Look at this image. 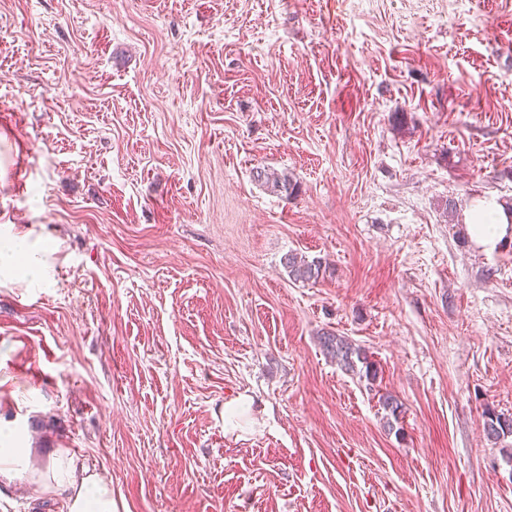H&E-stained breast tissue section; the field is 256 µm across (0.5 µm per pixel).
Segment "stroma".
<instances>
[{"instance_id": "obj_1", "label": "stroma", "mask_w": 512, "mask_h": 512, "mask_svg": "<svg viewBox=\"0 0 512 512\" xmlns=\"http://www.w3.org/2000/svg\"><path fill=\"white\" fill-rule=\"evenodd\" d=\"M484 200L512 205V0H0V234L54 248L0 277V512H66L58 450L116 512H512ZM284 265L288 268L289 276L294 280L302 282H319L326 275L327 267L322 261L313 259L306 260L305 257L298 256L296 253H290L284 258ZM323 350L326 351L336 362L344 368L345 371L358 374L359 377H365L367 380H375L377 378V368L375 364L369 361L365 352L360 348H356L344 336H335L327 333L320 338ZM358 363L362 367L358 369ZM362 368H364V373ZM484 431L490 440L497 441L509 435L512 436V416L485 413Z\"/></svg>"}]
</instances>
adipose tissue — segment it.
<instances>
[{
	"instance_id": "ef3b65f1",
	"label": "adipose tissue",
	"mask_w": 512,
	"mask_h": 512,
	"mask_svg": "<svg viewBox=\"0 0 512 512\" xmlns=\"http://www.w3.org/2000/svg\"><path fill=\"white\" fill-rule=\"evenodd\" d=\"M467 225L477 245L490 247L512 227V220L497 204L484 202L469 212ZM20 267L29 282L40 283L48 277L49 265L40 249L29 243L27 235L14 234L0 243V276H13ZM48 488L64 496L67 512H114L111 483L89 472L74 457L54 460Z\"/></svg>"
}]
</instances>
